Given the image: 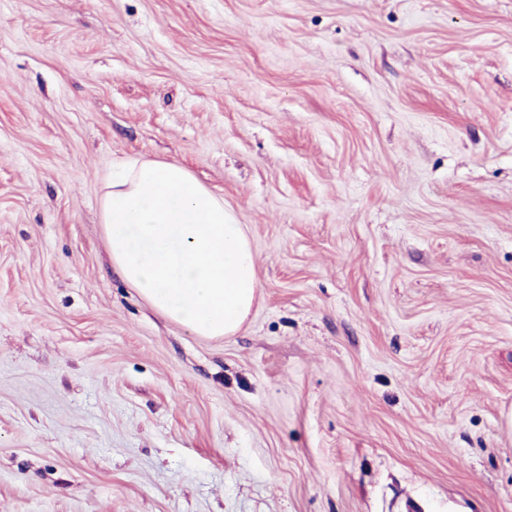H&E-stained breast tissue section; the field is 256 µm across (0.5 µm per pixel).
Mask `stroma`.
Segmentation results:
<instances>
[{
    "instance_id": "obj_1",
    "label": "stroma",
    "mask_w": 512,
    "mask_h": 512,
    "mask_svg": "<svg viewBox=\"0 0 512 512\" xmlns=\"http://www.w3.org/2000/svg\"><path fill=\"white\" fill-rule=\"evenodd\" d=\"M176 162L258 256L209 339L114 269ZM512 512V0H0V512Z\"/></svg>"
}]
</instances>
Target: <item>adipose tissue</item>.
<instances>
[{
    "label": "adipose tissue",
    "instance_id": "adipose-tissue-1",
    "mask_svg": "<svg viewBox=\"0 0 512 512\" xmlns=\"http://www.w3.org/2000/svg\"><path fill=\"white\" fill-rule=\"evenodd\" d=\"M113 266L161 315L207 338L236 334L258 297L246 228L174 162L135 159L100 201Z\"/></svg>",
    "mask_w": 512,
    "mask_h": 512
}]
</instances>
